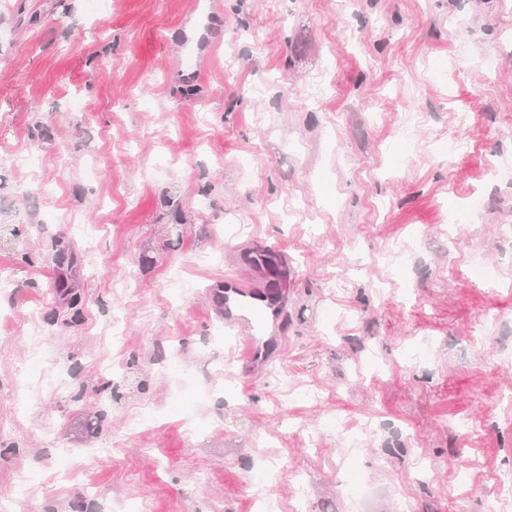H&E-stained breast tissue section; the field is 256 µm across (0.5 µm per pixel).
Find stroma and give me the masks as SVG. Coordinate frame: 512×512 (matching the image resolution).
Listing matches in <instances>:
<instances>
[{"label": "stroma", "instance_id": "stroma-1", "mask_svg": "<svg viewBox=\"0 0 512 512\" xmlns=\"http://www.w3.org/2000/svg\"><path fill=\"white\" fill-rule=\"evenodd\" d=\"M188 2L0 0V504L512 512V0H212L194 73ZM255 244L249 377L207 289ZM209 288L218 292L216 313L239 333L238 358L245 373L262 371L273 359L270 341L286 321V296L281 288L247 281L241 275L217 279ZM250 482L258 493V511L277 512L278 502L272 492V476L270 470L266 467H261L252 474Z\"/></svg>", "mask_w": 512, "mask_h": 512}]
</instances>
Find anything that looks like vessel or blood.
<instances>
[{
    "label": "vessel or blood",
    "mask_w": 512,
    "mask_h": 512,
    "mask_svg": "<svg viewBox=\"0 0 512 512\" xmlns=\"http://www.w3.org/2000/svg\"><path fill=\"white\" fill-rule=\"evenodd\" d=\"M211 14V0H192L184 22L206 30L210 27ZM213 289L221 299L218 314L239 333L238 358L244 372L262 371L273 358V336L285 326L283 290L248 281L239 275L217 279Z\"/></svg>",
    "instance_id": "b4317fda"
}]
</instances>
